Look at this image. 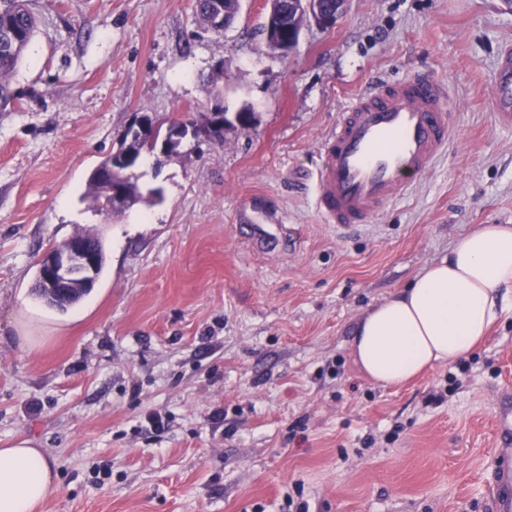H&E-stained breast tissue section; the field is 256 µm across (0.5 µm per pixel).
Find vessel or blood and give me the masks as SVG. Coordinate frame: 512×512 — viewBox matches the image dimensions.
I'll use <instances>...</instances> for the list:
<instances>
[{
    "label": "vessel or blood",
    "instance_id": "1",
    "mask_svg": "<svg viewBox=\"0 0 512 512\" xmlns=\"http://www.w3.org/2000/svg\"><path fill=\"white\" fill-rule=\"evenodd\" d=\"M492 107L500 125L512 126L511 46L498 54ZM451 123L448 87L433 72L369 82L321 145L314 195L321 220L340 234L366 227L446 151ZM496 428L492 509L512 512V410L499 414Z\"/></svg>",
    "mask_w": 512,
    "mask_h": 512
}]
</instances>
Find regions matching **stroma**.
Listing matches in <instances>:
<instances>
[{"label": "stroma", "mask_w": 512, "mask_h": 512, "mask_svg": "<svg viewBox=\"0 0 512 512\" xmlns=\"http://www.w3.org/2000/svg\"><path fill=\"white\" fill-rule=\"evenodd\" d=\"M196 0H30L35 37L0 110V448L58 474L40 512H492L512 308L461 364L399 389L361 375L363 313L461 236L512 225V130L495 125L506 0H349L333 28L266 50L263 0L202 31ZM434 71L446 154L347 239L322 224V140L368 78ZM252 113L224 140L140 166L161 189L119 216L80 198L132 114ZM281 239L273 250L240 214ZM79 227L106 269L68 311L32 292ZM442 402H435V395ZM160 415L148 428V415Z\"/></svg>", "instance_id": "1"}]
</instances>
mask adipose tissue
Returning <instances> with one entry per match:
<instances>
[{
	"instance_id": "obj_1",
	"label": "adipose tissue",
	"mask_w": 512,
	"mask_h": 512,
	"mask_svg": "<svg viewBox=\"0 0 512 512\" xmlns=\"http://www.w3.org/2000/svg\"><path fill=\"white\" fill-rule=\"evenodd\" d=\"M512 288V226L485 224L458 239L403 291L368 309L351 342L361 373L398 387L469 356L498 320ZM59 491L42 449L0 448V512H38Z\"/></svg>"
}]
</instances>
